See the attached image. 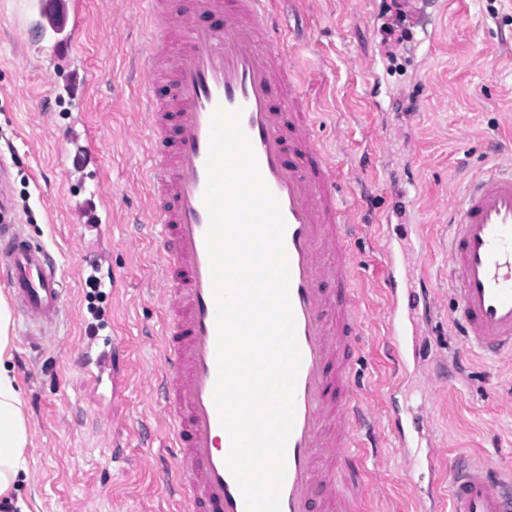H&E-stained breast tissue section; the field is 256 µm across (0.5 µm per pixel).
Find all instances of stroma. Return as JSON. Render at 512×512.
<instances>
[{
	"label": "stroma",
	"instance_id": "35a3bbf8",
	"mask_svg": "<svg viewBox=\"0 0 512 512\" xmlns=\"http://www.w3.org/2000/svg\"><path fill=\"white\" fill-rule=\"evenodd\" d=\"M80 65L89 82L83 119L103 141L101 185L112 197L109 229L85 228L71 207V181L55 166L57 129L66 104L52 85L59 60L32 55L17 24L16 0H0V157L10 168L7 220L52 249L69 293V309L41 341L28 340L14 314L13 373L29 429L31 478L21 489L30 512H174L161 484L173 468L163 411L151 398L161 329V284L151 267L161 245L133 235L143 217L140 173L145 131L133 119L128 56L141 47L139 17L149 0H86ZM403 0H273L292 60L312 100L314 131L336 166L362 229L353 241L364 291L363 339L353 376L373 409L379 449L363 461L364 483L348 480L361 512H446L428 499L448 485L460 455L512 474V355L469 353L457 336L448 292L447 204L472 176L512 165V0H454L430 15L436 37L406 41L394 22ZM431 88L421 115L404 93ZM388 208L425 227V260L435 303L416 317L420 365L389 392L380 236L373 222ZM110 253L115 286L111 329L126 348L122 387L96 384L70 359L86 342L83 265ZM414 417L425 442L440 451L436 470L401 453L389 428L394 410Z\"/></svg>",
	"mask_w": 512,
	"mask_h": 512
}]
</instances>
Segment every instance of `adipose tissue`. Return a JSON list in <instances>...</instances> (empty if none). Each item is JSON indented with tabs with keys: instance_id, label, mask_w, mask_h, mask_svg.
Segmentation results:
<instances>
[{
	"instance_id": "obj_1",
	"label": "adipose tissue",
	"mask_w": 512,
	"mask_h": 512,
	"mask_svg": "<svg viewBox=\"0 0 512 512\" xmlns=\"http://www.w3.org/2000/svg\"><path fill=\"white\" fill-rule=\"evenodd\" d=\"M12 317L5 297L0 296V498L18 495L29 470L24 452L28 427L22 413L21 394L10 368Z\"/></svg>"
}]
</instances>
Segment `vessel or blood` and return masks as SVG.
Returning <instances> with one entry per match:
<instances>
[{
  "label": "vessel or blood",
  "instance_id": "b4317fda",
  "mask_svg": "<svg viewBox=\"0 0 512 512\" xmlns=\"http://www.w3.org/2000/svg\"><path fill=\"white\" fill-rule=\"evenodd\" d=\"M150 36L135 55L141 77L138 116L150 133L148 210L143 235L161 240L164 254L153 272L163 284L165 323L159 344L164 367L154 380L170 418L177 463L167 473L169 497L189 512H245L224 457L228 434L213 403L216 379L215 304L204 236L210 116L216 105L242 108L262 176L287 223L290 294L302 355L296 418L287 445L281 512H353L341 502L335 470L362 459L357 440L372 411L352 379L351 353L361 338L352 249L355 219L339 202L335 168L313 133L302 77L291 66L273 19L271 0H153ZM18 15L34 20L36 42L52 54L74 52L86 19L85 0H21ZM168 79L170 96L152 87ZM70 143L56 158L64 173L83 171L99 155L91 126L69 128ZM106 195L77 208L83 223L104 224ZM423 253L422 239H384L388 268L386 358L395 372L409 366V337L417 308L416 270L408 251ZM0 274L10 283L29 326H53L68 300L59 266L22 225H0ZM335 290H328V283ZM448 284L455 324L468 343L487 355L512 353V169L471 179L448 226ZM391 430L401 448L421 436L394 414ZM450 512H512V478L484 461L461 459L448 474Z\"/></svg>",
  "mask_w": 512,
  "mask_h": 512
}]
</instances>
